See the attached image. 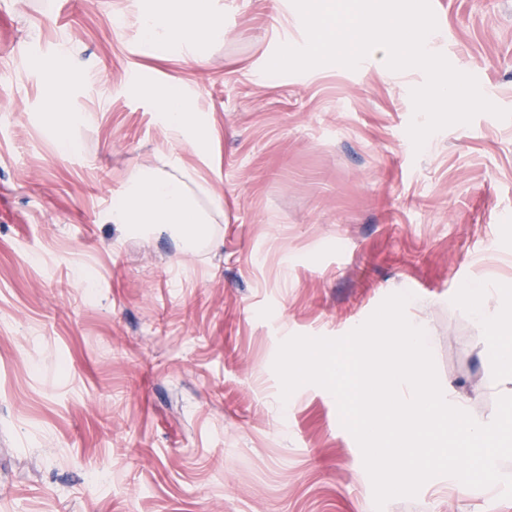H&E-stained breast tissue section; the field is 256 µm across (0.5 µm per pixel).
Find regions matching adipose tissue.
I'll return each mask as SVG.
<instances>
[{
    "label": "adipose tissue",
    "instance_id": "obj_1",
    "mask_svg": "<svg viewBox=\"0 0 512 512\" xmlns=\"http://www.w3.org/2000/svg\"><path fill=\"white\" fill-rule=\"evenodd\" d=\"M143 37L163 51H175L192 65L202 64L198 52L202 41L224 35V18L213 11L210 0H152L136 17ZM84 67L68 50H61L60 63L49 76L50 89L43 108L45 130L62 134L73 120L71 93L85 81ZM160 110L170 137L178 144L203 149L212 136L192 97L179 85L162 89ZM222 196L209 186L186 177H171L152 168L133 169L122 193L112 202L109 220L140 232L163 224L183 241L204 237L212 211L221 209ZM489 289L468 286L459 301L479 319L486 351L500 383L512 384V296L500 294L489 306Z\"/></svg>",
    "mask_w": 512,
    "mask_h": 512
}]
</instances>
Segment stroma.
Segmentation results:
<instances>
[{"instance_id":"1","label":"stroma","mask_w":512,"mask_h":512,"mask_svg":"<svg viewBox=\"0 0 512 512\" xmlns=\"http://www.w3.org/2000/svg\"><path fill=\"white\" fill-rule=\"evenodd\" d=\"M202 67L160 62L140 0H0V512H379L335 398H280L294 335L337 338L388 295L433 338L442 385L490 421L501 394L457 298L512 285V119L407 134L421 70L378 54L264 75L306 34L291 0H214ZM432 52L512 110V0H431ZM124 13L115 23V13ZM90 74L46 136L45 68ZM183 85L213 136L175 149L155 96ZM184 170L224 198L207 245L108 220L128 173ZM429 480L380 512H512L501 486Z\"/></svg>"}]
</instances>
